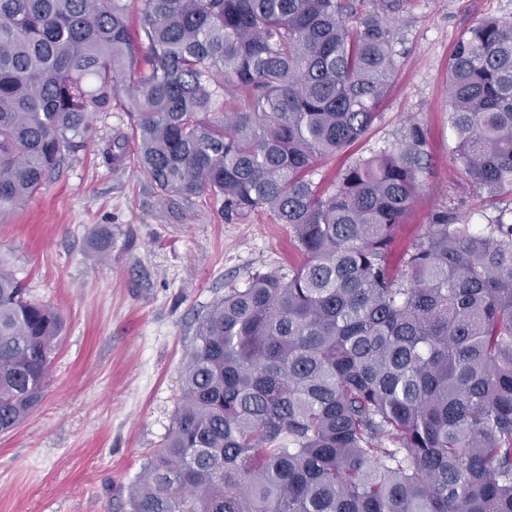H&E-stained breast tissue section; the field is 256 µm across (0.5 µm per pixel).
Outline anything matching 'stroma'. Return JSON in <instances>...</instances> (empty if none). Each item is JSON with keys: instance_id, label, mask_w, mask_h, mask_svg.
Here are the masks:
<instances>
[{"instance_id": "obj_1", "label": "stroma", "mask_w": 512, "mask_h": 512, "mask_svg": "<svg viewBox=\"0 0 512 512\" xmlns=\"http://www.w3.org/2000/svg\"><path fill=\"white\" fill-rule=\"evenodd\" d=\"M512 21V0H401L398 69L370 130L316 166L336 180L355 159L396 143L407 120L427 132L433 175L394 233L393 258L436 208L479 219L512 206L461 174L451 149L448 64L458 38L486 18ZM86 151L25 204L0 216V255L31 300L62 317L44 398L0 434V512H130L135 483L164 442L182 396L198 327L252 276H285L300 262L287 225L263 212L225 217L208 196L164 199L135 151L105 160L100 140L129 134L125 113L94 123ZM112 235L103 257L88 240Z\"/></svg>"}]
</instances>
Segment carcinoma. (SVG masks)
<instances>
[{
    "label": "carcinoma",
    "mask_w": 512,
    "mask_h": 512,
    "mask_svg": "<svg viewBox=\"0 0 512 512\" xmlns=\"http://www.w3.org/2000/svg\"><path fill=\"white\" fill-rule=\"evenodd\" d=\"M347 0H0V215L127 113L165 196L267 212L303 259L201 321L132 512H512V219L431 214L388 255L432 170L424 128L308 178L378 116L394 28ZM141 38L133 39L132 17ZM454 159L512 193V22L448 68ZM128 140L103 141L109 161ZM60 315L0 259V433L44 397Z\"/></svg>",
    "instance_id": "cac0c4a2"
}]
</instances>
